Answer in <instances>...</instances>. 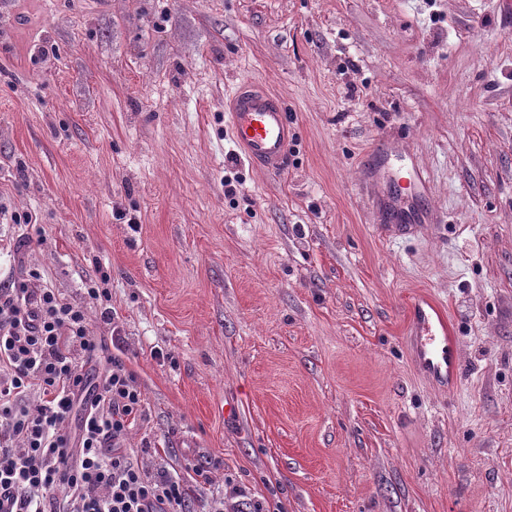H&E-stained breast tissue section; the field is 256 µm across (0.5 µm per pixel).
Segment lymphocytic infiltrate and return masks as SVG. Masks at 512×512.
Masks as SVG:
<instances>
[{
    "instance_id": "obj_1",
    "label": "lymphocytic infiltrate",
    "mask_w": 512,
    "mask_h": 512,
    "mask_svg": "<svg viewBox=\"0 0 512 512\" xmlns=\"http://www.w3.org/2000/svg\"><path fill=\"white\" fill-rule=\"evenodd\" d=\"M109 345L37 270L0 287V512H190L182 476L124 446L144 399L123 361L88 381Z\"/></svg>"
}]
</instances>
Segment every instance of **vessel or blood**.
I'll return each instance as SVG.
<instances>
[{
  "instance_id": "b4317fda",
  "label": "vessel or blood",
  "mask_w": 512,
  "mask_h": 512,
  "mask_svg": "<svg viewBox=\"0 0 512 512\" xmlns=\"http://www.w3.org/2000/svg\"><path fill=\"white\" fill-rule=\"evenodd\" d=\"M230 135L254 167L281 171L293 136L288 113L280 96L250 82H238L227 103ZM414 344L422 368L443 385L455 387L459 349L454 330L438 307L423 300L411 312Z\"/></svg>"
}]
</instances>
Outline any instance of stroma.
<instances>
[{
  "instance_id": "1",
  "label": "stroma",
  "mask_w": 512,
  "mask_h": 512,
  "mask_svg": "<svg viewBox=\"0 0 512 512\" xmlns=\"http://www.w3.org/2000/svg\"><path fill=\"white\" fill-rule=\"evenodd\" d=\"M243 79L288 107L281 172L224 124ZM0 206L34 223L0 283L88 307L107 267L125 445L191 512H512V0H0ZM411 324L417 359L422 368L448 388L458 381L459 349L454 330L430 301L412 305Z\"/></svg>"
}]
</instances>
